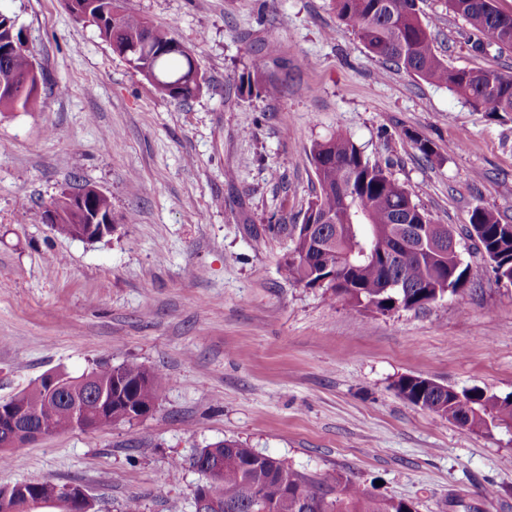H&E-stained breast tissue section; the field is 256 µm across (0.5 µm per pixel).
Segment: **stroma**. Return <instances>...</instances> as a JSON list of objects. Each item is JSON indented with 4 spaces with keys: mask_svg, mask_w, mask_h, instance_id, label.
Wrapping results in <instances>:
<instances>
[{
    "mask_svg": "<svg viewBox=\"0 0 512 512\" xmlns=\"http://www.w3.org/2000/svg\"><path fill=\"white\" fill-rule=\"evenodd\" d=\"M121 5L193 50L198 96L155 93L64 0H0L41 95L36 111L0 112V400L43 374L106 363L171 384L132 422L7 449L0 488L78 484L94 512H195L190 459L235 439L418 512H512V427L475 432L396 389L420 376L512 396V283L465 235L478 205L512 224V115L491 118L375 57L332 0ZM420 8L449 68L512 71V52L471 50L444 0ZM269 42L277 52L255 78L282 93L238 95ZM337 131L455 231L462 292L382 314L285 277L281 227L300 223L319 190L313 142ZM85 184L110 197L112 234L86 241L42 224L47 204Z\"/></svg>",
    "mask_w": 512,
    "mask_h": 512,
    "instance_id": "1",
    "label": "stroma"
}]
</instances>
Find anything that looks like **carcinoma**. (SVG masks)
Instances as JSON below:
<instances>
[{"instance_id": "1", "label": "carcinoma", "mask_w": 512, "mask_h": 512, "mask_svg": "<svg viewBox=\"0 0 512 512\" xmlns=\"http://www.w3.org/2000/svg\"><path fill=\"white\" fill-rule=\"evenodd\" d=\"M78 19L94 25L99 36L124 56L138 48L130 64L154 91L163 97L188 100L200 94L206 81L193 52L187 46L168 49L174 35L152 26L146 18L127 12L120 0H66ZM339 21L351 29L374 56L411 76L444 85L471 107L492 118L512 114V73L497 69H451L434 46L429 24L419 15L417 0H332ZM448 12L461 17L480 35L493 39L499 49L512 50V14L494 6V0H445ZM34 60L16 19L0 11V111H34L40 104L34 90L20 93L12 79L34 73ZM241 95L275 96L280 86H260L252 74L238 76ZM319 192L309 202L301 223L291 225L292 249L283 264L288 280L307 287L323 285L352 309L390 312L399 308L421 309L455 293L467 281L452 243L440 250H422L401 263L366 257L369 231L377 244L396 249L393 230L436 224L417 204L407 187L364 158L361 149L346 135L336 132L316 141L310 149ZM466 233L497 279L512 283V224L493 211L476 206ZM401 281L395 291L383 281ZM90 387L112 394V415L99 425L128 422V413L155 407L169 378L142 364L103 365L89 373ZM400 395L416 406L471 430L495 424L512 426V398H500L480 389L448 394V388L431 379L406 376L396 383ZM24 394L39 402L38 421L48 430L70 429L71 412L62 399L37 381ZM224 459L223 474L205 481L207 498L226 504L229 512H414L407 500L380 498L367 488L334 473L311 476L237 440H224L201 449L190 462ZM36 506L23 512H57L54 500L63 488L49 482L33 487Z\"/></svg>"}]
</instances>
